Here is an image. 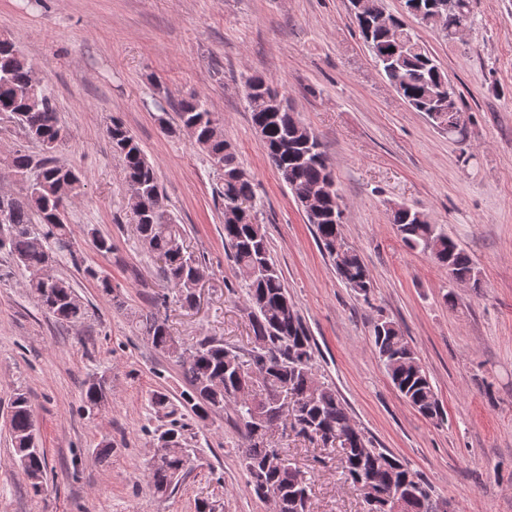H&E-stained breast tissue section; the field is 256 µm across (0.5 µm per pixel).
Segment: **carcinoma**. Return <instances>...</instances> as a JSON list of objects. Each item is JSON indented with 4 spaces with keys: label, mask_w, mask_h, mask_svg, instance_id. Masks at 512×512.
Masks as SVG:
<instances>
[{
    "label": "carcinoma",
    "mask_w": 512,
    "mask_h": 512,
    "mask_svg": "<svg viewBox=\"0 0 512 512\" xmlns=\"http://www.w3.org/2000/svg\"><path fill=\"white\" fill-rule=\"evenodd\" d=\"M404 8L448 38L460 27L472 25L470 0H404ZM355 20L375 65L402 99L448 137L460 134L462 96L414 30L401 17L387 12L384 0H372V11L355 14ZM245 86L286 101L261 75L246 78ZM250 112L253 127L263 132L269 160L294 195L319 190L333 179L321 142L289 105L274 112L254 108ZM175 115L177 127L192 130L195 143L221 172L224 246L230 249L238 276L245 283L252 336L246 349L217 337H205L184 349L161 316V310L167 308L166 294L156 297L153 309L134 316L136 327L151 345L181 363L189 384L178 405L166 390H156L150 397L154 413L169 419L155 430L153 441L167 437L172 447L151 456L146 473L149 489L158 498H168L192 468L188 424L176 418L179 409L202 420L228 409L238 433L239 462L247 482L258 498L267 494L277 498L278 512H310L311 486L307 473L284 449L275 447L271 436L276 427L336 450L345 479L373 488L375 495L366 500L368 512H392L391 496L403 500L402 512H438L440 497L404 460L373 447L336 388L317 378L308 329L283 284L258 222L254 185L238 166L214 112L205 100L193 95L177 104ZM0 123L41 149V154L33 155L19 148L0 158V167L22 183L18 196L0 200V253L27 272L24 288L44 313L60 323L80 324L88 311L73 284L64 277L47 278L45 270L63 262L79 265L65 212L82 195L84 176L58 163L55 153L66 137L59 113L25 56L10 41H0ZM107 136L122 162L130 197L140 200L135 210L140 242L176 302L191 308L196 302L202 260L184 246V229L168 211L155 168L135 136L119 120L107 127ZM340 199L339 190H334L332 196L319 201L317 212L308 219L317 242L330 257L336 243L345 244ZM390 223L406 247L428 254L450 278L480 287L479 272L470 255L430 223L425 212L399 205L391 209ZM346 252L345 260L335 264L336 274L346 287L366 298L374 288L367 266L353 246L346 244ZM84 273L100 283L116 308L123 309L124 301L108 277L91 267L84 268ZM373 345L400 395L425 418L444 423L441 402L400 327L379 318L373 326ZM287 399L292 408L285 410ZM82 402L92 412L106 409L105 377L92 375L84 382ZM9 434L13 461L38 495L48 459L38 445L27 393L19 388L10 400Z\"/></svg>",
    "instance_id": "obj_1"
}]
</instances>
